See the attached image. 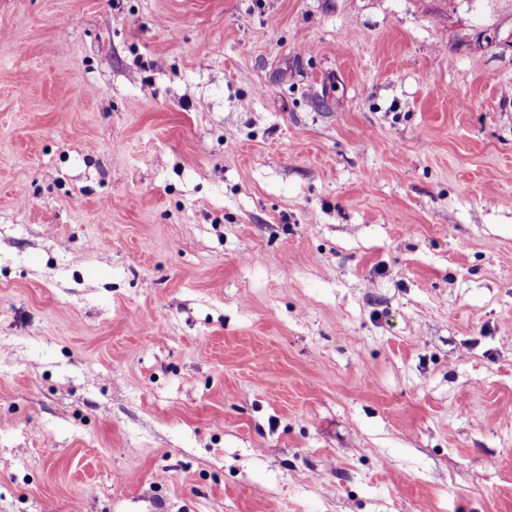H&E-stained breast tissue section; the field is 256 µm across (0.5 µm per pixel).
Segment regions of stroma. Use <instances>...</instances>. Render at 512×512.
I'll return each mask as SVG.
<instances>
[{
  "mask_svg": "<svg viewBox=\"0 0 512 512\" xmlns=\"http://www.w3.org/2000/svg\"><path fill=\"white\" fill-rule=\"evenodd\" d=\"M512 0H0V512H512Z\"/></svg>",
  "mask_w": 512,
  "mask_h": 512,
  "instance_id": "1",
  "label": "stroma"
}]
</instances>
